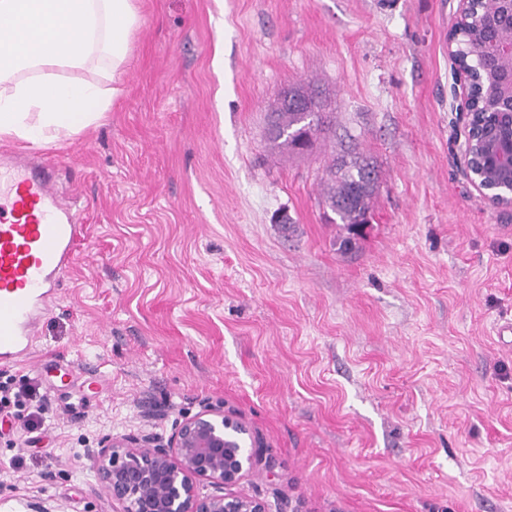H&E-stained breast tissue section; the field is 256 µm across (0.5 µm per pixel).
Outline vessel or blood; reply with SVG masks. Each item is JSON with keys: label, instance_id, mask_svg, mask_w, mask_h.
<instances>
[{"label": "vessel or blood", "instance_id": "b4317fda", "mask_svg": "<svg viewBox=\"0 0 512 512\" xmlns=\"http://www.w3.org/2000/svg\"><path fill=\"white\" fill-rule=\"evenodd\" d=\"M84 232V225L64 220L44 169L25 161L0 167L1 363L22 362L32 352L39 315Z\"/></svg>", "mask_w": 512, "mask_h": 512}]
</instances>
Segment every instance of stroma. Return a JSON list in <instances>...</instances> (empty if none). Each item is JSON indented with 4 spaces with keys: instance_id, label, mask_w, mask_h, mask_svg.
<instances>
[{
    "instance_id": "stroma-1",
    "label": "stroma",
    "mask_w": 512,
    "mask_h": 512,
    "mask_svg": "<svg viewBox=\"0 0 512 512\" xmlns=\"http://www.w3.org/2000/svg\"><path fill=\"white\" fill-rule=\"evenodd\" d=\"M137 2L100 124L0 139L58 163L87 226L30 359L0 365L42 394L41 429L0 415V497L115 512L87 449L213 406L255 442L234 493L270 512H512V207L461 174L456 0ZM310 80L331 128L275 155L266 116ZM350 150L381 177L343 252L320 179Z\"/></svg>"
}]
</instances>
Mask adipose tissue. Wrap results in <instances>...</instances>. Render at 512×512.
Wrapping results in <instances>:
<instances>
[{
	"mask_svg": "<svg viewBox=\"0 0 512 512\" xmlns=\"http://www.w3.org/2000/svg\"><path fill=\"white\" fill-rule=\"evenodd\" d=\"M135 0H0V139L35 147L96 125L131 59ZM111 66L100 80H65L60 68Z\"/></svg>",
	"mask_w": 512,
	"mask_h": 512,
	"instance_id": "1",
	"label": "adipose tissue"
}]
</instances>
